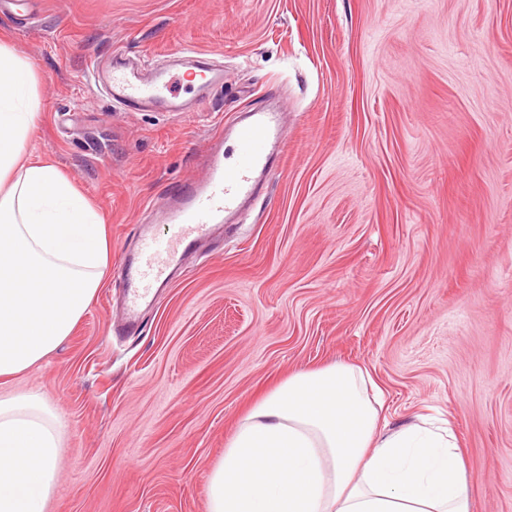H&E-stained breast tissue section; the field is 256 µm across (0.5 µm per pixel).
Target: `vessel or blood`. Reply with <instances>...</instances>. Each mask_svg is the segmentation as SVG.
I'll return each mask as SVG.
<instances>
[{"label":"vessel or blood","instance_id":"vessel-or-blood-1","mask_svg":"<svg viewBox=\"0 0 512 512\" xmlns=\"http://www.w3.org/2000/svg\"><path fill=\"white\" fill-rule=\"evenodd\" d=\"M183 66L201 75L188 98L175 89L172 70L146 69L121 56L106 64L91 60L88 77L115 102L147 105L159 112H188L201 108L211 89L223 84L224 72L198 57L185 58ZM230 134L235 159L227 160L221 149L209 146L203 177L167 191V202L157 213V230L140 234L135 257L123 267L128 318H135L153 288L168 280L172 266L182 263L213 226L238 214L255 194L281 142L279 115L253 113L250 121L233 125Z\"/></svg>","mask_w":512,"mask_h":512}]
</instances>
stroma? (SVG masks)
Returning <instances> with one entry per match:
<instances>
[{
	"label": "stroma",
	"instance_id": "obj_1",
	"mask_svg": "<svg viewBox=\"0 0 512 512\" xmlns=\"http://www.w3.org/2000/svg\"><path fill=\"white\" fill-rule=\"evenodd\" d=\"M0 31L40 75L31 146L104 212L112 249L72 334L0 383L65 425L46 512H206L240 418L336 362L370 373L392 426L449 420L473 512H512V0H40ZM184 47L224 68L197 112L134 110L87 77ZM276 105L261 194L121 329L151 207L221 126Z\"/></svg>",
	"mask_w": 512,
	"mask_h": 512
}]
</instances>
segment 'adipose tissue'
Wrapping results in <instances>:
<instances>
[{"label":"adipose tissue","mask_w":512,"mask_h":512,"mask_svg":"<svg viewBox=\"0 0 512 512\" xmlns=\"http://www.w3.org/2000/svg\"><path fill=\"white\" fill-rule=\"evenodd\" d=\"M39 76L0 34V379L54 352L102 286L105 217L29 149ZM370 374L344 363L288 376L241 417L207 479V512H473L451 429L390 426ZM64 425L37 394L0 397V512H45Z\"/></svg>","instance_id":"adipose-tissue-1"}]
</instances>
